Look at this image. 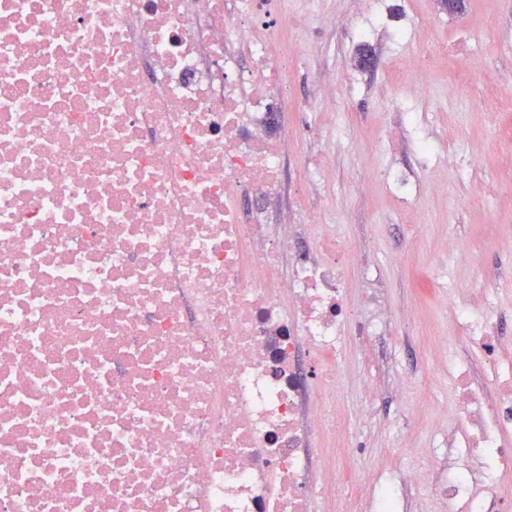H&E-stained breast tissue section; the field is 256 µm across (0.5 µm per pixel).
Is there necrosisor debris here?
<instances>
[{
  "instance_id": "necrosis-or-debris-1",
  "label": "necrosis or debris",
  "mask_w": 512,
  "mask_h": 512,
  "mask_svg": "<svg viewBox=\"0 0 512 512\" xmlns=\"http://www.w3.org/2000/svg\"><path fill=\"white\" fill-rule=\"evenodd\" d=\"M278 0H0V512H326L345 270L273 110ZM299 234V235H300ZM446 459L375 512H485L512 469L496 301L458 302ZM314 166L315 156L310 153L308 140L303 143L295 141L292 143L288 150V159L283 172V178L288 186V193H292L294 188L298 185L299 178L305 168Z\"/></svg>"
}]
</instances>
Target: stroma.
Returning <instances> with one entry per match:
<instances>
[{"mask_svg": "<svg viewBox=\"0 0 512 512\" xmlns=\"http://www.w3.org/2000/svg\"><path fill=\"white\" fill-rule=\"evenodd\" d=\"M381 26H371L358 0H318L319 16L305 37L289 33L298 55L288 70V125L297 103L311 101L334 111L345 132L316 127L320 148L333 159L322 170L309 201L322 221L366 248L385 294L387 333L357 347L343 344L341 392L336 418L342 424L326 444L337 451V474L358 475L388 467L429 464L448 437V357L461 345L448 339L452 299L442 285L468 284L464 301L481 303L490 273L512 264V0H378ZM411 21L406 36L391 44L386 31ZM469 50L466 73L454 71L453 51ZM434 54L433 63L401 74L393 58ZM458 92L449 96L448 83ZM429 101L422 117L440 153L423 162L403 121L419 86ZM473 155L470 175L449 156ZM391 167L411 187L409 198L377 181L372 169ZM467 244L472 261L454 254ZM378 374L377 414L360 415L367 395L359 384L364 364ZM403 371V399L390 381ZM361 444L358 457L344 451Z\"/></svg>", "mask_w": 512, "mask_h": 512, "instance_id": "1", "label": "stroma"}]
</instances>
